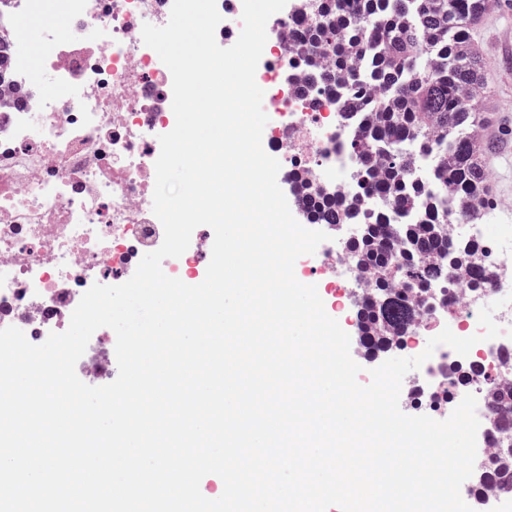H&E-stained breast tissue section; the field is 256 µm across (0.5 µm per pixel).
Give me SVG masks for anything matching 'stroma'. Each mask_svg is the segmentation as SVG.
Returning <instances> with one entry per match:
<instances>
[{
    "label": "stroma",
    "instance_id": "35a3bbf8",
    "mask_svg": "<svg viewBox=\"0 0 512 512\" xmlns=\"http://www.w3.org/2000/svg\"><path fill=\"white\" fill-rule=\"evenodd\" d=\"M470 40L480 49L486 88L477 109L483 117L480 127L485 145L483 162L490 172L488 195L491 206L485 219L489 237H512V0H501L495 15L482 16L471 30ZM313 280L325 308L342 329L352 336V358L360 365V384L371 381V369L385 360L384 355L368 356L356 343V311L340 309L335 290L329 289V275L313 273Z\"/></svg>",
    "mask_w": 512,
    "mask_h": 512
}]
</instances>
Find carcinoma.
Listing matches in <instances>:
<instances>
[{
    "label": "carcinoma",
    "instance_id": "carcinoma-1",
    "mask_svg": "<svg viewBox=\"0 0 512 512\" xmlns=\"http://www.w3.org/2000/svg\"><path fill=\"white\" fill-rule=\"evenodd\" d=\"M482 10L483 0H324L313 11L300 45L308 83L341 86L337 111L349 124L360 101L376 91L370 122L346 144L363 163L356 196L316 198L326 223H362L360 193L403 217L428 204L412 178L416 148L433 155L434 186L460 188L456 215L475 222L488 208L472 105L484 81L468 39ZM349 249L374 293L355 303L358 340L371 354L403 346L424 308L411 297L439 284L448 292V271L461 272L476 291L489 284L482 252L448 241L440 224H368ZM430 257L439 263L422 266ZM492 395L491 416L507 448L479 469L477 481L492 473L498 485L512 486V386L495 384Z\"/></svg>",
    "mask_w": 512,
    "mask_h": 512
}]
</instances>
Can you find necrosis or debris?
Returning <instances> with one entry per match:
<instances>
[{"mask_svg": "<svg viewBox=\"0 0 512 512\" xmlns=\"http://www.w3.org/2000/svg\"><path fill=\"white\" fill-rule=\"evenodd\" d=\"M308 0H288L267 22V42L256 74L270 85L281 117L262 145L280 163L278 181L307 185L292 214L315 223L313 194L344 197L360 166L344 144L352 128L336 110L338 91L304 87L296 52ZM172 0H0V42L10 65L0 84V328L15 326L29 342L64 332L82 295L134 271L133 257L156 247L164 228L154 215L159 135L172 130V75L142 40V26L168 23ZM49 21L40 64L23 40L33 20ZM448 237L488 250L495 288L471 292L461 277L448 283V304L418 320L414 338L443 329L481 333L478 314L496 300L502 333L475 344L468 356L446 345L408 380L420 408L439 411L477 398V439L491 456L501 437L488 410L490 389L469 372L481 359L496 378L512 381L502 354L512 353V243L487 236L484 225L449 218ZM341 294L370 296L345 243L317 257Z\"/></svg>", "mask_w": 512, "mask_h": 512, "instance_id": "necrosis-or-debris-1", "label": "necrosis or debris"}]
</instances>
